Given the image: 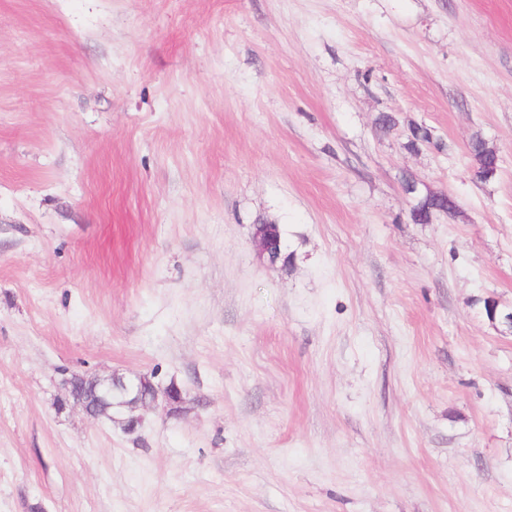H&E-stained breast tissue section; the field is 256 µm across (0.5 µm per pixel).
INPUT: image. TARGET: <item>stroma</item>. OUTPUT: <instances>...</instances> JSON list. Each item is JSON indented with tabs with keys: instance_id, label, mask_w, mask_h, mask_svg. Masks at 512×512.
Returning <instances> with one entry per match:
<instances>
[{
	"instance_id": "1",
	"label": "stroma",
	"mask_w": 512,
	"mask_h": 512,
	"mask_svg": "<svg viewBox=\"0 0 512 512\" xmlns=\"http://www.w3.org/2000/svg\"><path fill=\"white\" fill-rule=\"evenodd\" d=\"M405 176L457 213L413 223ZM488 297L512 0H0V512H512ZM73 373L189 410L128 435L58 411ZM485 139L479 135L471 138L468 144V152L475 162V172H485V177L481 181H489L493 178L501 166V160L495 163L496 151L487 146ZM274 225L276 224H257V227L252 235V246L257 258L261 261L269 257L275 233Z\"/></svg>"
}]
</instances>
